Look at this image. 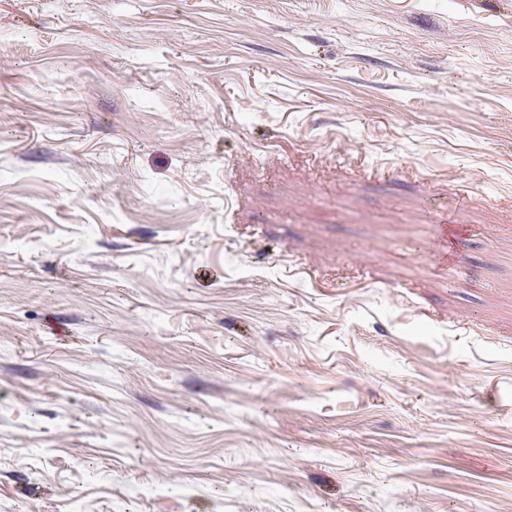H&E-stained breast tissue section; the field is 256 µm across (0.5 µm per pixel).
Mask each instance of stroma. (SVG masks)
<instances>
[{"instance_id":"35a3bbf8","label":"stroma","mask_w":512,"mask_h":512,"mask_svg":"<svg viewBox=\"0 0 512 512\" xmlns=\"http://www.w3.org/2000/svg\"><path fill=\"white\" fill-rule=\"evenodd\" d=\"M199 501L512 512L505 0H0V512Z\"/></svg>"}]
</instances>
